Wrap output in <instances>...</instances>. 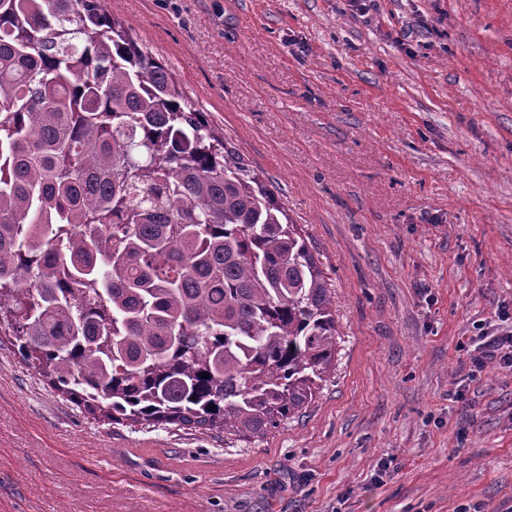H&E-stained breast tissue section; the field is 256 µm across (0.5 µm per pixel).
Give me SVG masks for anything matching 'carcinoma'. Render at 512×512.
<instances>
[{
	"mask_svg": "<svg viewBox=\"0 0 512 512\" xmlns=\"http://www.w3.org/2000/svg\"><path fill=\"white\" fill-rule=\"evenodd\" d=\"M1 336L87 416L244 439L336 361L297 225L104 0H0Z\"/></svg>",
	"mask_w": 512,
	"mask_h": 512,
	"instance_id": "cac0c4a2",
	"label": "carcinoma"
}]
</instances>
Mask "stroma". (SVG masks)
Here are the masks:
<instances>
[{
    "label": "stroma",
    "mask_w": 512,
    "mask_h": 512,
    "mask_svg": "<svg viewBox=\"0 0 512 512\" xmlns=\"http://www.w3.org/2000/svg\"><path fill=\"white\" fill-rule=\"evenodd\" d=\"M104 0L331 283V378L248 440L99 422L0 344V512H512V0ZM478 354L470 355V363L475 372L483 369L488 357H498L507 367H512V329L499 336H486Z\"/></svg>",
    "instance_id": "1"
}]
</instances>
